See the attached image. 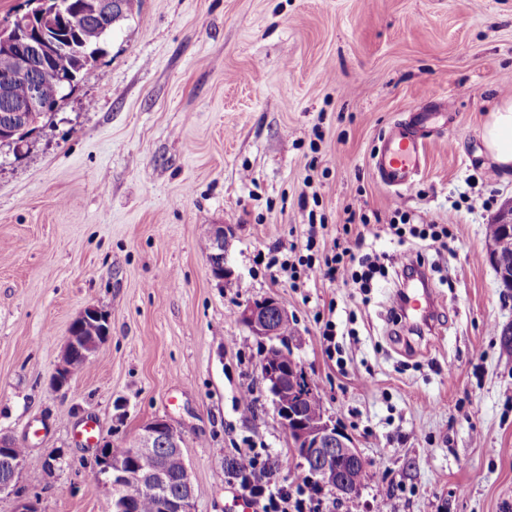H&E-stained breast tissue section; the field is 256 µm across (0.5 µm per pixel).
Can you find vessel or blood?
I'll list each match as a JSON object with an SVG mask.
<instances>
[{
  "mask_svg": "<svg viewBox=\"0 0 512 512\" xmlns=\"http://www.w3.org/2000/svg\"><path fill=\"white\" fill-rule=\"evenodd\" d=\"M433 113L420 116L415 127L394 126L380 141L371 159L378 181L386 188L399 192L410 188L422 169L427 145L425 129ZM433 297L428 289L408 288L399 302L408 322L418 324L427 320Z\"/></svg>",
  "mask_w": 512,
  "mask_h": 512,
  "instance_id": "vessel-or-blood-1",
  "label": "vessel or blood"
}]
</instances>
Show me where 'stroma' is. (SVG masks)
I'll list each match as a JSON object with an SVG mask.
<instances>
[{
  "instance_id": "stroma-1",
  "label": "stroma",
  "mask_w": 512,
  "mask_h": 512,
  "mask_svg": "<svg viewBox=\"0 0 512 512\" xmlns=\"http://www.w3.org/2000/svg\"><path fill=\"white\" fill-rule=\"evenodd\" d=\"M512 97V0H142L39 123L28 149L0 146V432L27 450L39 512H109L87 477L83 420L124 451L148 422L181 434L196 512L246 493L224 470L266 448L277 484L304 474L260 376L264 344L240 322L271 296L290 350L369 470L359 494L321 489L320 512H512V305L486 227L512 199L481 128ZM446 103L414 185L375 178L379 138ZM325 215L392 206L448 227L428 283L438 318L422 336L392 323L394 274L361 295L272 281L258 262L303 242V203ZM227 228L229 278L202 247ZM111 333L68 390L50 379L77 315ZM335 316L339 352L321 335ZM250 404H241L242 395Z\"/></svg>"
}]
</instances>
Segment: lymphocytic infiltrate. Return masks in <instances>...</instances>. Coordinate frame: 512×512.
Wrapping results in <instances>:
<instances>
[{"mask_svg":"<svg viewBox=\"0 0 512 512\" xmlns=\"http://www.w3.org/2000/svg\"><path fill=\"white\" fill-rule=\"evenodd\" d=\"M387 229L395 237L399 248L391 253H355L352 246L333 239L331 246L319 248L316 232H309L303 244L276 247L267 253L265 267L272 280L286 279L292 287L323 279L344 288L349 283L368 285L374 273L393 268L398 282L413 275H423L432 266L433 258L407 244L408 237L439 240L447 236V229L417 223L401 208H393ZM238 460L246 475L243 490L249 492L260 512H315L314 489L302 486L295 489L271 485V466L265 449L249 447L240 451Z\"/></svg>","mask_w":512,"mask_h":512,"instance_id":"f902f5d3","label":"lymphocytic infiltrate"}]
</instances>
